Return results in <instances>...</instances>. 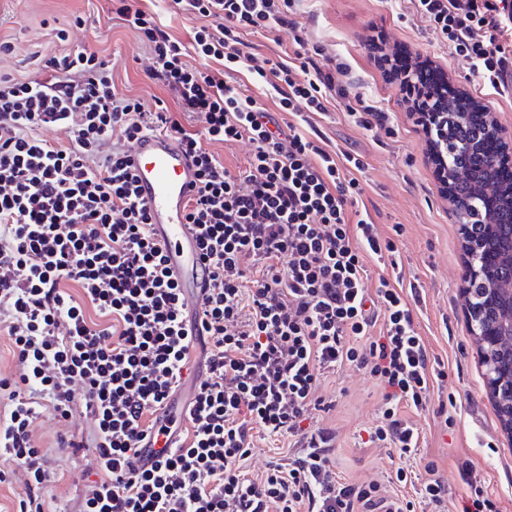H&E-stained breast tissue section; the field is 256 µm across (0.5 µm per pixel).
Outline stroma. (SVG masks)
<instances>
[{
	"instance_id": "obj_1",
	"label": "stroma",
	"mask_w": 512,
	"mask_h": 512,
	"mask_svg": "<svg viewBox=\"0 0 512 512\" xmlns=\"http://www.w3.org/2000/svg\"><path fill=\"white\" fill-rule=\"evenodd\" d=\"M137 5L183 41L196 24L173 0H137ZM296 19L324 56L346 59L363 99L388 117L386 129L369 130L356 125L342 105L325 116L307 115L298 127L321 131L328 150L358 154L362 168L356 177L363 203L378 234L393 242L399 262L394 271L367 260L368 285L374 289L380 278L395 277L400 288L414 291L416 329L434 367L443 373L424 410L401 409L420 434L416 455L403 457L397 448L369 443L370 430L380 422L384 390L376 378L353 366L322 376L319 393L336 407L315 413L313 422L336 430L332 454L337 473L356 483L375 481L389 487L392 497L411 502L412 512L430 508L416 488L394 485L395 471L403 466L422 478L431 461L448 487L447 512H463L470 498L461 471L465 464L479 475L498 512H512V436L494 411L468 330L462 230L425 158L424 135L407 114L399 85L384 76L365 43L373 27L384 28L390 41L409 46L443 68L450 83L485 106L509 135L512 86L499 93L484 88L469 60L438 39L408 0H301ZM61 29L69 34L67 41L57 39ZM0 41L10 44L9 52L0 54L2 74L31 78L49 57L93 49L112 66L120 92L150 103L162 100L186 130L204 128L203 119L186 117L174 94L150 78L148 47L112 13L110 0H0ZM72 389L68 419L45 413L31 426L54 472L46 492L60 497L63 512H81L82 476L97 469L94 455L70 460L58 446L60 438L84 439L95 427L81 385L73 384Z\"/></svg>"
}]
</instances>
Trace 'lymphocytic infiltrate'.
<instances>
[{
  "label": "lymphocytic infiltrate",
  "instance_id": "lymphocytic-infiltrate-1",
  "mask_svg": "<svg viewBox=\"0 0 512 512\" xmlns=\"http://www.w3.org/2000/svg\"><path fill=\"white\" fill-rule=\"evenodd\" d=\"M297 0H175L200 18L190 43L173 37L131 0L112 9L149 47L151 79L171 90L181 112L200 114L187 131L163 105L148 108L119 94L107 62L86 49L46 60L33 79L0 75V335L23 367L0 380V457L26 473L17 512H45L54 477L30 426L42 411L68 418L73 382L96 420L84 512H404L381 484L337 475L333 430L312 414L334 402L321 376L350 363L385 390L371 442L417 453L419 433L399 405L425 407L434 373L401 289L380 279L368 293L367 258L394 256L366 211L350 215L362 189L351 170L357 154L331 152L323 140L281 125L253 97L229 85L247 71L271 85L283 112L328 113L357 84L349 65L314 57L271 62L243 51V32L288 31L306 46ZM442 41L464 52L484 87L512 72V0H411ZM370 52L398 81L410 111L451 94L447 73L403 45ZM221 70L188 67L187 52ZM54 127L53 144L39 135ZM122 142L107 147L111 134ZM149 134L174 137L193 158L199 188L185 219L208 266L200 308L165 265L148 208L126 168L129 147ZM248 140L252 156L232 171L210 149ZM75 292H68L66 284ZM378 335H371V327ZM207 376L195 385L184 425L166 426L193 348ZM289 436L293 452L250 477L253 431ZM167 447L144 450L151 435Z\"/></svg>",
  "mask_w": 512,
  "mask_h": 512
}]
</instances>
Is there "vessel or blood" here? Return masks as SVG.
<instances>
[{"label": "vessel or blood", "instance_id": "b4317fda", "mask_svg": "<svg viewBox=\"0 0 512 512\" xmlns=\"http://www.w3.org/2000/svg\"><path fill=\"white\" fill-rule=\"evenodd\" d=\"M127 165L137 178L138 194L149 209L170 270L188 284L193 303H201L206 273L183 210L196 189L193 161L174 138L148 135L130 146Z\"/></svg>", "mask_w": 512, "mask_h": 512}]
</instances>
